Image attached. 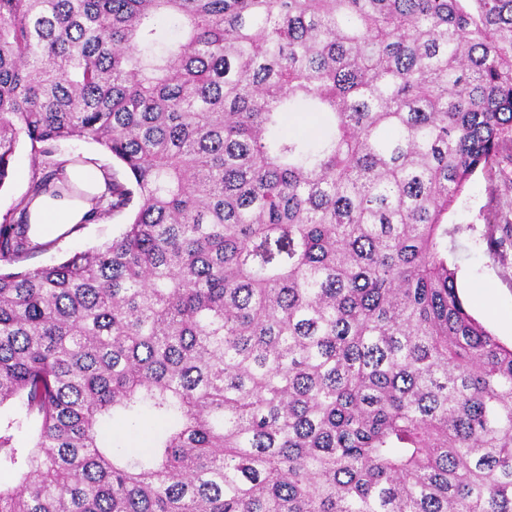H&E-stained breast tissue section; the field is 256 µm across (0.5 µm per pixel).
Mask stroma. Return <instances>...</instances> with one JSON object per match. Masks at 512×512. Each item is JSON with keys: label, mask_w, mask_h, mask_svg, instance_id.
<instances>
[{"label": "stroma", "mask_w": 512, "mask_h": 512, "mask_svg": "<svg viewBox=\"0 0 512 512\" xmlns=\"http://www.w3.org/2000/svg\"><path fill=\"white\" fill-rule=\"evenodd\" d=\"M34 160L27 144H19L11 162V174L0 187V221L15 219L14 207L27 193ZM126 214L110 215L89 224L70 227L55 247L34 252L25 262L35 268L57 262L64 254L88 250L119 236ZM452 224L465 230L455 243L450 260L457 267V286L470 314L502 343H512V322L500 312L512 310V245L490 250L489 225L512 222V144H505L489 169L477 171L448 214Z\"/></svg>", "instance_id": "35a3bbf8"}]
</instances>
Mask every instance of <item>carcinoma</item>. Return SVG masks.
I'll use <instances>...</instances> for the list:
<instances>
[{
  "mask_svg": "<svg viewBox=\"0 0 512 512\" xmlns=\"http://www.w3.org/2000/svg\"><path fill=\"white\" fill-rule=\"evenodd\" d=\"M22 138L26 197L130 213L36 268L0 224V512H512V346L448 262L512 0H0V188ZM283 131L298 133L306 136H314L318 133V122L315 118L306 113H297L287 116L284 122ZM60 148L61 153L64 155H81L90 158L98 165L109 170L111 174L112 170H114L120 178H125L124 172L116 165H113L112 155L98 144L75 139L63 142ZM73 180L82 184V187L92 195H101L106 192L105 177L101 170L95 166H86L78 169L68 168Z\"/></svg>",
  "mask_w": 512,
  "mask_h": 512,
  "instance_id": "cac0c4a2",
  "label": "carcinoma"
}]
</instances>
